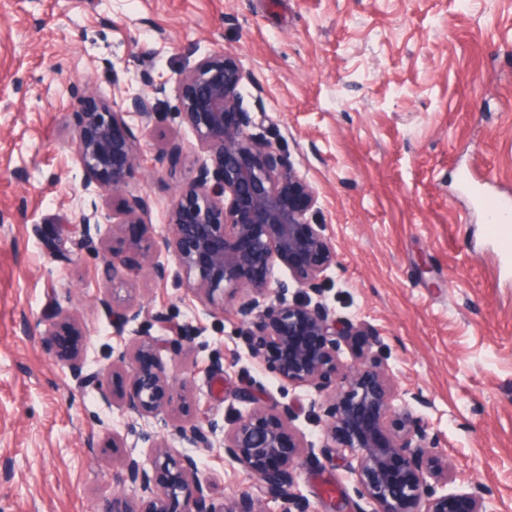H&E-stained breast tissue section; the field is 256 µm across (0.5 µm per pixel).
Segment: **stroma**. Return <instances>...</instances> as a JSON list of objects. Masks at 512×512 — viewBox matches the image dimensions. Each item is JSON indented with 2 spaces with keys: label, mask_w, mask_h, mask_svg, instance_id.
I'll return each mask as SVG.
<instances>
[{
  "label": "stroma",
  "mask_w": 512,
  "mask_h": 512,
  "mask_svg": "<svg viewBox=\"0 0 512 512\" xmlns=\"http://www.w3.org/2000/svg\"><path fill=\"white\" fill-rule=\"evenodd\" d=\"M216 51L248 72L246 108L264 112L267 141L315 190L308 219L336 252L325 301L379 333L383 368L411 394L395 410L422 417L448 461L445 493L476 483L496 512H512V226L488 223L463 183L512 193V0H0V512H100L138 432L171 438L170 424L132 421L102 399L131 385L106 368L123 345L96 306L112 288L199 327L188 349L155 332L191 417L248 413L249 393L308 403V388L248 356L237 314L246 289L201 302L164 250L113 271L115 224L102 225L98 251L67 262L45 244L77 240L80 209L118 217L137 196L151 235H166L201 155L175 116L177 86ZM160 84L151 124L124 118L136 149L124 189L86 194L78 112ZM156 262L165 280L150 274ZM57 304L76 314L105 393L78 389L59 359L47 317ZM295 426L316 450L297 469L309 512H374L340 440L303 413ZM174 447L195 458L215 499L256 493L223 449Z\"/></svg>",
  "instance_id": "obj_1"
}]
</instances>
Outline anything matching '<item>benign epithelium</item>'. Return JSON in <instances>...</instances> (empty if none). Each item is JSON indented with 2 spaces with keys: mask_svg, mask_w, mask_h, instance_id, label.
Instances as JSON below:
<instances>
[{
  "mask_svg": "<svg viewBox=\"0 0 512 512\" xmlns=\"http://www.w3.org/2000/svg\"><path fill=\"white\" fill-rule=\"evenodd\" d=\"M246 78L237 61L223 52L212 53L195 63L180 80L177 117L196 134L207 153L190 186L182 191L169 214L171 235L161 241L150 235L141 214L146 200L136 197L127 205L120 227L127 250L112 251V273L118 267L135 268L127 254L165 249L172 253L189 288L207 298L230 286L244 287L251 298L238 308L246 327L241 336L250 358L269 363L275 348L286 352L276 362L279 379L307 386L322 394L332 389L334 403L326 407L312 398L308 416L326 429L346 432L343 446L357 459L352 473L359 496L375 505V512H494L478 486L459 496L437 494L436 486L448 483V464L434 451L437 436L429 435L423 420L406 416L397 422V434L385 443L377 441L368 418L378 419L393 411L397 397L393 383L382 368L373 346L378 333L365 322L341 319L324 302V273L336 263V253L322 224H312L306 214L317 198L313 189L287 167L265 138L254 132L263 119L244 107L241 93ZM125 108L109 105L78 114L79 132L74 150L83 168L84 189L118 190L126 183L135 159L129 136L115 129L124 126L123 115L135 114L150 123L157 98L147 93L127 96ZM97 205L79 211L77 249H97ZM282 264L291 271L299 290L287 299L288 285L271 290L268 277L252 273L270 271ZM275 298L274 306L260 310ZM99 309L112 322L117 335H128L122 350L112 352V371L128 374L133 390L117 408L139 419L158 418L173 402L172 381L161 362L155 326L168 324L163 312H151L141 304L122 302L106 293ZM48 319L60 324L70 343L60 347L61 358L75 385L98 391L103 374L92 370L75 337L81 335L71 313L57 306ZM348 346L356 364L336 365L340 344ZM247 415L238 414L228 427L186 419L174 426L175 435L197 448H222L224 460L251 471L258 492L284 504L282 512H309L306 498L297 489V460L314 452L293 422L295 411L287 406L270 407L252 398ZM140 440L151 448L148 457L129 449L120 463L117 489L102 512H170V502L183 500L182 512H265L258 497L243 494L217 504L209 487L194 478L195 460L176 456L165 440L143 432ZM167 481H157V472ZM141 491L140 508L134 509L120 487Z\"/></svg>",
  "mask_w": 512,
  "mask_h": 512,
  "instance_id": "7a95c632",
  "label": "benign epithelium"
}]
</instances>
